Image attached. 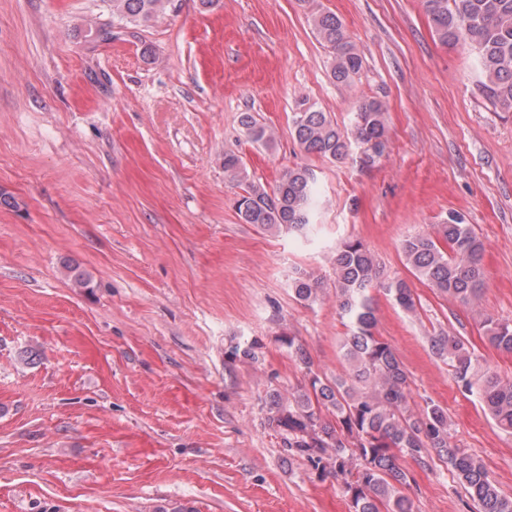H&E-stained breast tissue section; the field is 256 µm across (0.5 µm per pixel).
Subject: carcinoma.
Wrapping results in <instances>:
<instances>
[{
  "instance_id": "cac0c4a2",
  "label": "carcinoma",
  "mask_w": 512,
  "mask_h": 512,
  "mask_svg": "<svg viewBox=\"0 0 512 512\" xmlns=\"http://www.w3.org/2000/svg\"><path fill=\"white\" fill-rule=\"evenodd\" d=\"M112 19L147 26L174 5V0H108ZM433 31L444 45L469 44L477 50L481 87L492 104L512 112V0H423ZM308 20L316 38L331 54L330 73L338 83H350L363 68V56L333 12L311 5ZM385 106L377 99L361 101L350 131L341 129L324 112L301 104L293 116V134L308 154L342 162L357 149L372 166L387 142ZM249 138L267 144L271 134L250 112L240 119ZM224 173L243 193L236 209L247 224L287 229L304 235L311 226L315 178L307 167L286 170L272 190L250 180L242 157L224 154ZM401 252L419 281L458 303L475 304L485 282L484 246L463 214L448 212L433 233L403 240ZM339 308L348 320L344 358L347 377L328 380L312 371L302 345L288 339V349L305 371L313 396L300 394L286 409H278L277 425L288 433V453L307 462L320 477L342 481L350 512H411L401 488L410 476L397 454L417 464L436 455L478 512H512V496L504 494L484 464L452 442L448 412L431 399L410 402L408 375L392 347L375 332L371 290L377 288L408 312L416 311L413 290L402 279L379 280L378 264L358 239L336 245L332 257ZM290 288L295 297L314 302L322 282L312 272L294 269ZM488 342L512 352V323L490 316L481 319ZM432 354L448 365L457 386L475 394L504 432L512 435V377L482 373L468 340L441 330L428 337ZM323 406L335 422H323L313 404Z\"/></svg>"
}]
</instances>
